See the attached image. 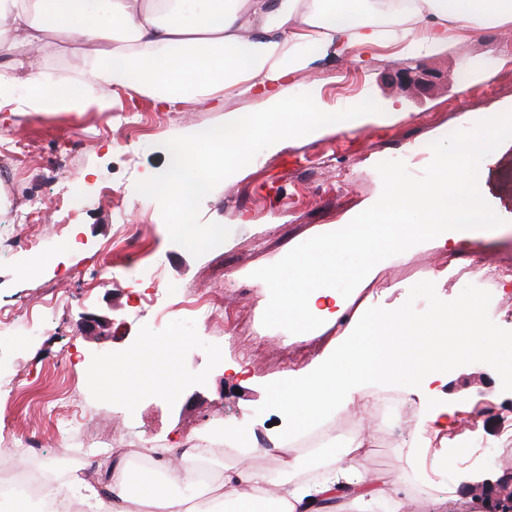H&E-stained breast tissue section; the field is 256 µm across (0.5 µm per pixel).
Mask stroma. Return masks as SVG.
<instances>
[{
  "label": "stroma",
  "mask_w": 512,
  "mask_h": 512,
  "mask_svg": "<svg viewBox=\"0 0 512 512\" xmlns=\"http://www.w3.org/2000/svg\"><path fill=\"white\" fill-rule=\"evenodd\" d=\"M391 29L378 44L360 48L347 64L335 52L310 53L303 73L286 80L290 96L317 93L331 111L370 104L375 118L353 132L315 138L291 136L272 151L262 140L249 145V162L232 176L224 155L206 153L215 168L206 196L185 213L197 232L217 234L203 252L179 235L165 196L142 190L144 176L166 170L170 149L194 132L223 125L232 115L253 116L265 98L231 93L224 105L202 97L175 111L145 93H121L111 108L35 117L0 112V307L19 318L37 315L34 332L0 333V448L37 446L29 459L54 464L72 460L69 478L89 480L90 464L108 461L112 449L177 448L185 433L223 442L231 425L252 434L250 465L288 471L272 442L284 423L291 389L287 374L305 369L337 341L357 333L370 315L387 312L422 318L436 307L468 300L465 280L512 264V147L481 161L477 180L502 226L483 230L454 251L438 240L416 245L378 263L347 298L336 321L315 334L267 328L262 315L269 292L254 270L276 263L299 243L335 231L370 206L382 192L378 163L404 161L420 175L432 142L512 107V40L485 26L467 39L449 36L434 54L400 59ZM483 57L473 67L472 54ZM84 57L75 43H59L43 63L71 88ZM413 71L416 88L397 81L399 67ZM469 73L461 82V73ZM83 205H76V198ZM44 203L39 220L29 213ZM133 226V264L123 261V225ZM39 233L38 243L10 247L11 237ZM152 267L155 283L177 293L206 294L207 323H188L174 313L156 321L144 308L138 266ZM481 318L502 340L483 357L459 360L441 386L455 423L434 433L405 422L386 431L374 412H336L357 421L364 437L384 435V455L363 454L362 470L387 477L390 494L407 500V512H487L485 486L512 470V453L494 445L512 433V284L488 289ZM104 319L97 333L81 328L85 316ZM165 348L177 339L182 381L158 386L135 401L100 389L92 368L121 362L145 339ZM249 360H241L244 345ZM82 410L111 447L85 448L70 416ZM418 462L409 465V451Z\"/></svg>",
  "instance_id": "stroma-1"
}]
</instances>
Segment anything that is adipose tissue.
<instances>
[{
  "label": "adipose tissue",
  "instance_id": "obj_1",
  "mask_svg": "<svg viewBox=\"0 0 512 512\" xmlns=\"http://www.w3.org/2000/svg\"><path fill=\"white\" fill-rule=\"evenodd\" d=\"M381 6L391 17L395 42L410 54L433 51L450 31L466 36L481 26L512 24V0H382ZM49 30L78 44L88 61L80 95L47 92L41 72L29 66L49 51ZM377 41L376 28L360 8L340 12L334 0H0V54L12 57L0 67V108L12 105L39 117L93 104L108 109L111 100L96 96L103 82L117 91L148 90L169 107L188 102L207 85L227 92L257 88L266 97L267 111L247 125L231 121L221 129L197 132L188 143L193 150L226 149L235 161L256 136L275 150L294 134L314 138L329 130L360 128L369 116L367 106L330 112L315 94L289 99L282 80L304 67L306 51L331 49L352 63L357 47ZM118 42L129 44V52L115 50ZM19 86L25 93L18 97L14 90ZM208 185L205 174L177 161L163 176L147 179L144 188L166 196L180 213L203 197ZM480 311V301L473 299L419 319L372 315L363 336L346 339L306 371L289 373L290 432L329 411L365 403L367 386L410 366L417 375L419 427L447 429L452 412L440 401L436 382L454 358L497 342ZM155 359L153 344L146 342L129 354V367L104 365L93 378L108 387L123 386L132 400L155 388ZM364 445V438L353 440L308 483L292 480L278 487L267 470L240 464L225 476L212 501L224 512H321L325 500L374 502L383 492L376 476L357 466ZM194 475L191 457H183L169 472L167 485L136 496L129 491V470L117 464L111 494L83 481L73 483L68 494L88 503L92 512H190L186 498L167 486H191Z\"/></svg>",
  "mask_w": 512,
  "mask_h": 512
}]
</instances>
